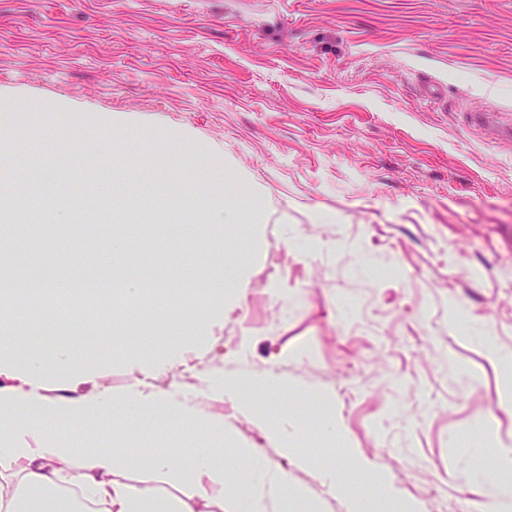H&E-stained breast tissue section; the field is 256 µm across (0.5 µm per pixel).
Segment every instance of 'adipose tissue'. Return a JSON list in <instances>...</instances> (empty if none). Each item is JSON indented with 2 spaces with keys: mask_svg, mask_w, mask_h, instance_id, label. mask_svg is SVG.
Masks as SVG:
<instances>
[{
  "mask_svg": "<svg viewBox=\"0 0 512 512\" xmlns=\"http://www.w3.org/2000/svg\"><path fill=\"white\" fill-rule=\"evenodd\" d=\"M259 194L233 167L218 182L224 221L254 220L251 202ZM0 512H77L63 494L76 488L98 505V512H224V465L214 459L211 433L223 424L200 414L197 404L172 388L139 380L116 394L100 383V374L80 368L65 348L52 359L20 351L14 335L0 330ZM161 412L190 422L202 437L188 455L156 453L147 465L155 484L136 485L122 473L135 460L118 448L77 446L72 433L108 421L128 429L144 413ZM249 476V493L237 512H288V475L271 469L257 449L241 448ZM182 484L183 498L172 499L163 484Z\"/></svg>",
  "mask_w": 512,
  "mask_h": 512,
  "instance_id": "1",
  "label": "adipose tissue"
}]
</instances>
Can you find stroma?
<instances>
[{
	"mask_svg": "<svg viewBox=\"0 0 512 512\" xmlns=\"http://www.w3.org/2000/svg\"><path fill=\"white\" fill-rule=\"evenodd\" d=\"M2 93L0 213L16 233L0 251L17 273L113 277L119 236L127 264L238 280L216 311L188 295L178 347L166 297L113 305L120 335L75 353L114 392L191 361L222 365L239 396L273 381L294 449L265 431L263 452L316 512H353L379 475L391 505L486 512L512 447V0H0ZM123 118L138 135H104ZM173 134L178 164L154 153ZM227 161L259 184L260 223H212ZM78 221L86 234L61 239ZM204 411L249 447L237 398ZM84 437L135 449L133 483L154 452L198 442L156 414L135 436ZM216 458L235 512L246 470L229 447Z\"/></svg>",
	"mask_w": 512,
	"mask_h": 512,
	"instance_id": "35a3bbf8",
	"label": "stroma"
}]
</instances>
